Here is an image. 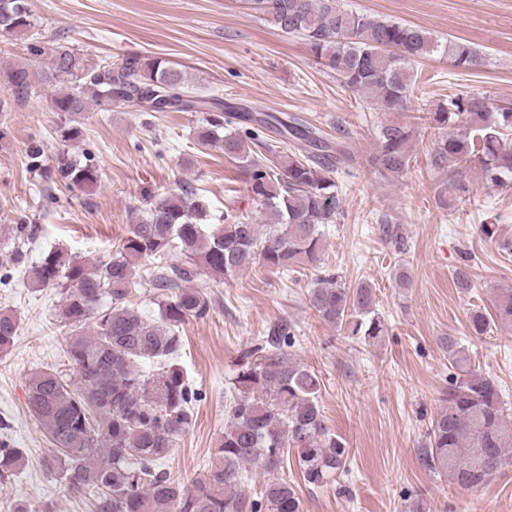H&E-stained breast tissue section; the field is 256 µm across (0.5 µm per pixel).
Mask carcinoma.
<instances>
[{"instance_id": "obj_1", "label": "carcinoma", "mask_w": 512, "mask_h": 512, "mask_svg": "<svg viewBox=\"0 0 512 512\" xmlns=\"http://www.w3.org/2000/svg\"><path fill=\"white\" fill-rule=\"evenodd\" d=\"M278 31L302 37L314 62L336 73L361 101L384 112H406L415 85L412 63L439 55L452 68L485 64L469 44L440 40L428 30L340 8L336 0H246ZM34 28L31 0H0V35ZM51 70L60 86L53 110L64 114L57 135L64 142L82 136L81 119L93 108L128 105L138 112H201L195 143L215 148L237 164L268 222L224 215L211 223L208 204L185 187L152 205L130 225L107 259L92 262L55 248L27 261L35 224L12 227V260L33 291L60 294L58 318L65 330V354L78 383L52 369L27 379V409L52 449L41 466L65 490L87 500L92 512H304L288 465L305 485L321 489L346 472L347 454L324 421V381L290 357L295 330L286 321L248 350L233 378L236 393L227 426L202 478H176L165 461L195 421L202 392L179 364L180 327L202 320L211 301L193 285L200 275L227 282L262 264L272 271L321 264V227L340 210L335 165L349 147L319 135L318 128L291 117L226 112L224 102L185 94L186 74L159 58L131 56L120 63L95 61L84 51L58 45ZM6 78L16 97L33 88L31 73L11 69ZM442 130L429 155L430 166L448 171L449 187L465 189L464 170L479 168L484 181L512 186V107H498L480 94L448 97L430 113ZM415 127L389 121L377 127L371 172L397 180L411 166ZM292 144L288 152L280 146ZM57 180L90 187L99 170L90 160L58 155ZM177 254L180 262L170 263ZM152 288L158 319L142 317L132 297ZM308 301L327 325L355 341L388 333L371 285L338 284L320 278ZM493 324L512 325V289L497 293L494 314L474 310L468 328L484 336ZM20 330L12 310L0 309V354L11 351ZM453 372L418 449L421 466L450 483L477 489L512 468V417L505 413L496 381L472 366L457 337L440 340ZM26 465L23 449L0 437V480ZM259 465L268 479L257 497H242L247 467Z\"/></svg>"}]
</instances>
